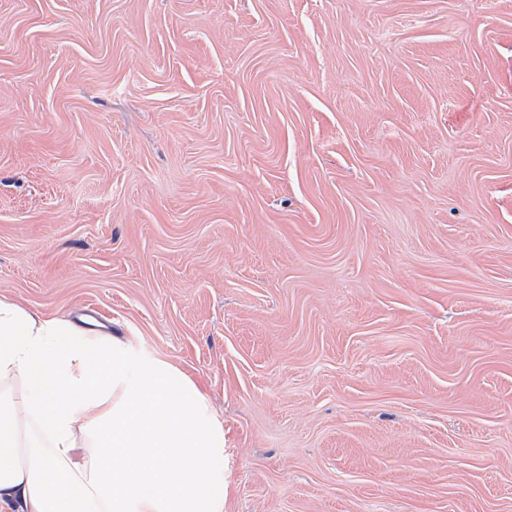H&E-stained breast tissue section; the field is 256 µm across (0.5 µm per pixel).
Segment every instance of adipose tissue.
Masks as SVG:
<instances>
[{
	"label": "adipose tissue",
	"instance_id": "obj_1",
	"mask_svg": "<svg viewBox=\"0 0 512 512\" xmlns=\"http://www.w3.org/2000/svg\"><path fill=\"white\" fill-rule=\"evenodd\" d=\"M67 505L224 512V424L177 367L0 297V508Z\"/></svg>",
	"mask_w": 512,
	"mask_h": 512
}]
</instances>
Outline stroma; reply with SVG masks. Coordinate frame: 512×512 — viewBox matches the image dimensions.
Instances as JSON below:
<instances>
[{
    "instance_id": "1",
    "label": "stroma",
    "mask_w": 512,
    "mask_h": 512,
    "mask_svg": "<svg viewBox=\"0 0 512 512\" xmlns=\"http://www.w3.org/2000/svg\"><path fill=\"white\" fill-rule=\"evenodd\" d=\"M0 296L195 382L224 512H512V0H0Z\"/></svg>"
}]
</instances>
